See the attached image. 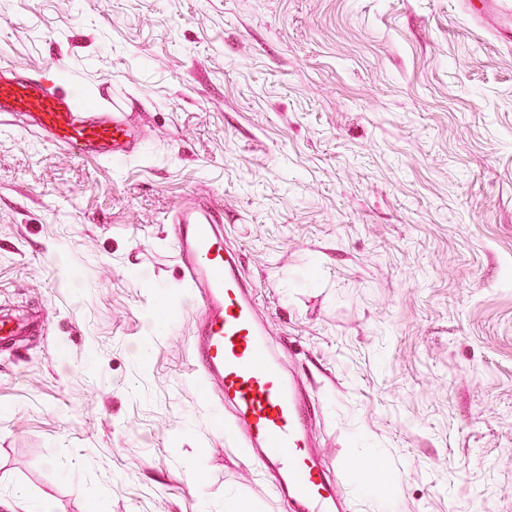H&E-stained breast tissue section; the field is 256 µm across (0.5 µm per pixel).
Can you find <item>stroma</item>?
I'll return each instance as SVG.
<instances>
[{"label": "stroma", "mask_w": 512, "mask_h": 512, "mask_svg": "<svg viewBox=\"0 0 512 512\" xmlns=\"http://www.w3.org/2000/svg\"><path fill=\"white\" fill-rule=\"evenodd\" d=\"M482 0H0V60L107 86L145 132L81 160L0 124V498L285 512L191 375L167 215L224 212L315 396L344 512H512V43ZM170 314L154 332L149 310ZM382 457V453L378 449H374L358 466L356 474V483L359 490L367 497L374 499L377 511L393 512L395 510V502L397 496L394 492L385 494L374 484L369 478V472L375 462Z\"/></svg>", "instance_id": "1"}]
</instances>
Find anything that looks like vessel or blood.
Returning <instances> with one entry per match:
<instances>
[{"mask_svg":"<svg viewBox=\"0 0 512 512\" xmlns=\"http://www.w3.org/2000/svg\"><path fill=\"white\" fill-rule=\"evenodd\" d=\"M7 118L80 159H123L143 140L121 99L103 110L81 106L76 90L45 67L0 63V121ZM223 222L221 210L205 204L180 205L169 216L177 270L201 311L194 329L198 369L287 512H342L336 479L309 436L312 397L271 346Z\"/></svg>","mask_w":512,"mask_h":512,"instance_id":"vessel-or-blood-1","label":"vessel or blood"}]
</instances>
